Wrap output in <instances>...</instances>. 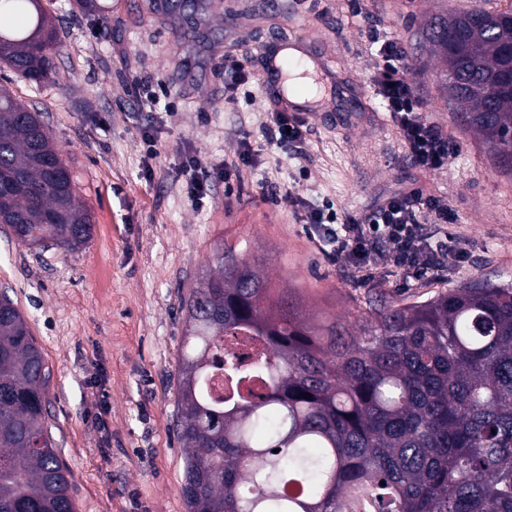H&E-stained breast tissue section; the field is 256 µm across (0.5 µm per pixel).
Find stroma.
Returning <instances> with one entry per match:
<instances>
[{"instance_id": "stroma-1", "label": "stroma", "mask_w": 512, "mask_h": 512, "mask_svg": "<svg viewBox=\"0 0 512 512\" xmlns=\"http://www.w3.org/2000/svg\"><path fill=\"white\" fill-rule=\"evenodd\" d=\"M41 6L59 29L56 74L37 87L5 72L0 84L40 113L94 228L87 245L66 252L22 246L0 224V289L9 288L52 369L48 422L77 512H186L175 427L181 301L210 271L216 247H235L264 270L272 298L328 323L350 325L375 305L420 301L474 277L512 281V176L464 130L443 62L420 39L436 15L512 0H213L189 46L144 0H96L92 12L75 0ZM373 28L401 43L428 118L457 145L441 170L413 165L374 94ZM283 30L303 34L311 58L331 70L306 122L304 160L264 142L275 90L250 82L253 102L224 101L225 59L260 72L270 35ZM245 136L255 165L241 167L232 194L216 180L196 204L185 155L231 163ZM408 187L447 199L455 220L442 230L465 262L420 278L384 266L364 281L295 216L297 197L345 220Z\"/></svg>"}]
</instances>
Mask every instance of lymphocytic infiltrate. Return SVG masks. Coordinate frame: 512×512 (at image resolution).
Returning <instances> with one entry per match:
<instances>
[{
  "label": "lymphocytic infiltrate",
  "instance_id": "1",
  "mask_svg": "<svg viewBox=\"0 0 512 512\" xmlns=\"http://www.w3.org/2000/svg\"><path fill=\"white\" fill-rule=\"evenodd\" d=\"M369 40L376 48L374 86L414 165L424 171L441 169L455 146L425 114L416 92L409 61L398 42L377 32ZM269 145L301 147L303 125L296 114L271 109L264 128ZM297 217L318 243L330 246L333 257L368 273L390 259L409 276L440 270L449 260L464 261V251H449L445 241H433L431 226L454 219L447 200L410 189L390 197L360 218L338 223L336 215L297 200Z\"/></svg>",
  "mask_w": 512,
  "mask_h": 512
}]
</instances>
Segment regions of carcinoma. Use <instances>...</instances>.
I'll return each mask as SVG.
<instances>
[{
  "mask_svg": "<svg viewBox=\"0 0 512 512\" xmlns=\"http://www.w3.org/2000/svg\"><path fill=\"white\" fill-rule=\"evenodd\" d=\"M40 0H0V69L51 78L59 31ZM198 26L210 0H151ZM448 97L512 174V8L451 11L424 31ZM0 224L75 251L93 215L40 120L0 88ZM182 300L176 431L187 512H512V283L471 279L322 329L270 299L257 267L218 248ZM246 337L245 360L228 343ZM220 372L230 393H205ZM51 369L0 293V512H76L46 422ZM307 397H301V394Z\"/></svg>",
  "mask_w": 512,
  "mask_h": 512,
  "instance_id": "obj_1",
  "label": "carcinoma"
}]
</instances>
